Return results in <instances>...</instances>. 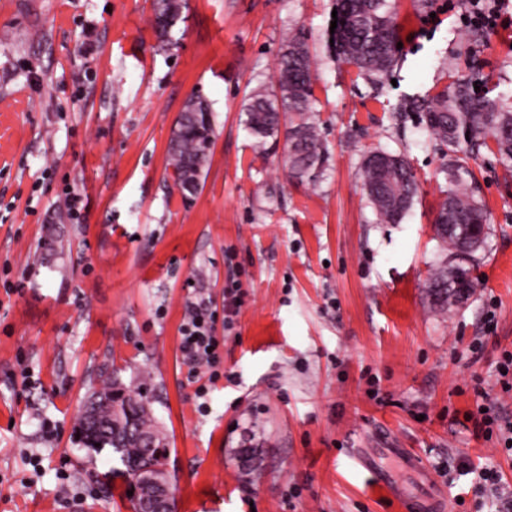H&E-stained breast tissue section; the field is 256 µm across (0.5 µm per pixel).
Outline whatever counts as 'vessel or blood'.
Listing matches in <instances>:
<instances>
[{"label":"vessel or blood","mask_w":512,"mask_h":512,"mask_svg":"<svg viewBox=\"0 0 512 512\" xmlns=\"http://www.w3.org/2000/svg\"><path fill=\"white\" fill-rule=\"evenodd\" d=\"M360 468L371 471L376 476V482L388 492L400 497L407 512H447L448 503L431 487L427 471L416 458H408L406 465L421 484L420 490L412 491L392 472L382 468L378 462L377 453H370L358 461Z\"/></svg>","instance_id":"obj_1"}]
</instances>
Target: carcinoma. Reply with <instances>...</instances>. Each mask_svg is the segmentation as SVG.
Here are the masks:
<instances>
[{
    "mask_svg": "<svg viewBox=\"0 0 512 512\" xmlns=\"http://www.w3.org/2000/svg\"><path fill=\"white\" fill-rule=\"evenodd\" d=\"M181 0H153L154 15L178 22ZM337 27L334 30V56L357 68L375 88L383 87L401 50L398 28L388 0H336ZM273 90L260 88L243 105L244 124L265 144L267 139L284 135L288 170L292 177L312 183L323 174L327 153L316 122L312 120V62L305 35L292 30L282 39ZM400 117L416 116L430 137L448 148L444 173L450 189L434 218V227L449 259L435 267L428 279L434 301L452 303L454 286L460 276H469L457 263L474 251L465 250L460 237L448 235L446 224L460 225L468 235L475 226L487 225L483 205L463 186L468 170L461 157L470 158L493 142L500 160L512 165V112L501 108L493 89L487 87L480 66L472 65L467 79L457 80L431 97L404 96L397 108ZM214 138L211 109L200 96L186 103L168 148V167L184 197L200 189ZM361 180L366 197L378 220L400 224L409 214L418 192L415 173L406 158L386 151L368 154L362 163ZM150 373L142 371L135 383L126 385L117 372L103 378L85 401L99 402L102 428L94 431L78 415V441L90 459L105 453L112 458L111 475L132 485L138 473L163 465L169 459V441L159 426L148 399ZM155 436L153 447H140L127 436L125 428Z\"/></svg>",
    "mask_w": 512,
    "mask_h": 512,
    "instance_id": "obj_1",
    "label": "carcinoma"
}]
</instances>
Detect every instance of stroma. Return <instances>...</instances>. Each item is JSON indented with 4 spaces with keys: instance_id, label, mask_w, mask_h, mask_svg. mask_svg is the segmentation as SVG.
I'll list each match as a JSON object with an SVG mask.
<instances>
[{
    "instance_id": "35a3bbf8",
    "label": "stroma",
    "mask_w": 512,
    "mask_h": 512,
    "mask_svg": "<svg viewBox=\"0 0 512 512\" xmlns=\"http://www.w3.org/2000/svg\"><path fill=\"white\" fill-rule=\"evenodd\" d=\"M335 8L185 0L164 47L152 0H0V512H127L110 460L73 439L84 396L115 370L152 377L175 512H403L353 471L354 448L410 449L450 512H512V450L465 418L480 383L512 419V383L496 371L512 351V170L490 150L468 160L489 234L465 263L475 290L440 307L427 282L442 259L444 157L394 117L404 94H435L474 62L512 108V28L476 43L458 0H394L403 50L378 91L333 59ZM290 28L307 37L329 153L315 183L289 178L283 146L261 152L243 124ZM194 94L215 141L187 199L167 148ZM377 150L408 157L420 183L399 224L380 223L362 189ZM71 193L83 208L61 217ZM229 284L241 306L203 413L179 328L195 294L223 312ZM464 460L498 472L484 507L456 475Z\"/></svg>"
}]
</instances>
